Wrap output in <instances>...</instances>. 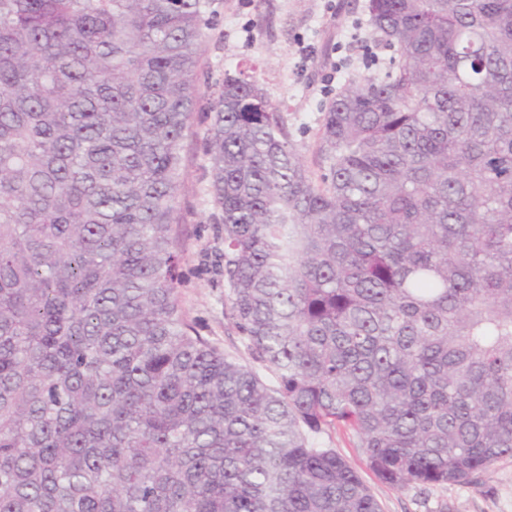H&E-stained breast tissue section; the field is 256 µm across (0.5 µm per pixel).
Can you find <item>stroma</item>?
<instances>
[{
  "mask_svg": "<svg viewBox=\"0 0 512 512\" xmlns=\"http://www.w3.org/2000/svg\"><path fill=\"white\" fill-rule=\"evenodd\" d=\"M366 0H215V26L198 48L197 98L182 148L176 197V243L184 282L180 304L199 334L240 360L249 355L224 315L223 249L213 233L217 209L210 195L208 138L212 118L203 107L216 96L225 71L244 69L288 119V128L314 175L321 159V116L349 81L388 63L390 50L370 38ZM325 442L355 467L382 512H512V457L496 462L479 485L398 489L365 466L352 433L336 430Z\"/></svg>",
  "mask_w": 512,
  "mask_h": 512,
  "instance_id": "35a3bbf8",
  "label": "stroma"
}]
</instances>
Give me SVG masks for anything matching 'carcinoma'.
I'll list each match as a JSON object with an SVG mask.
<instances>
[{"label": "carcinoma", "mask_w": 512, "mask_h": 512, "mask_svg": "<svg viewBox=\"0 0 512 512\" xmlns=\"http://www.w3.org/2000/svg\"><path fill=\"white\" fill-rule=\"evenodd\" d=\"M367 10L320 178L256 80L206 108L247 364L179 300L213 0H0V512H381L337 428L401 489L512 457V0Z\"/></svg>", "instance_id": "1"}]
</instances>
